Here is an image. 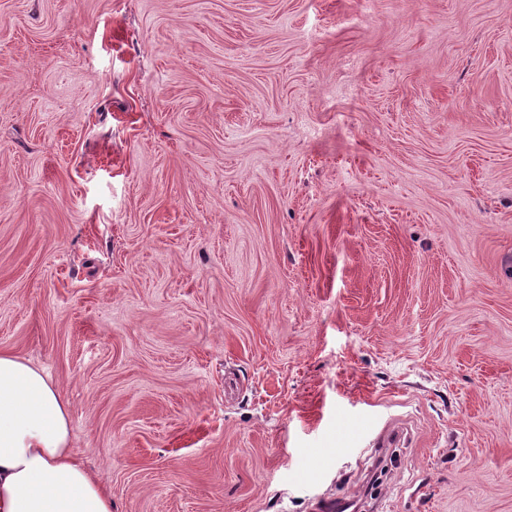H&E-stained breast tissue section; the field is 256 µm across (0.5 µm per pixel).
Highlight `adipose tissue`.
Instances as JSON below:
<instances>
[{"instance_id": "adipose-tissue-1", "label": "adipose tissue", "mask_w": 512, "mask_h": 512, "mask_svg": "<svg viewBox=\"0 0 512 512\" xmlns=\"http://www.w3.org/2000/svg\"><path fill=\"white\" fill-rule=\"evenodd\" d=\"M0 512H112L71 446L59 389L9 352H0Z\"/></svg>"}]
</instances>
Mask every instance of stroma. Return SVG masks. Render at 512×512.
I'll return each instance as SVG.
<instances>
[{
  "mask_svg": "<svg viewBox=\"0 0 512 512\" xmlns=\"http://www.w3.org/2000/svg\"><path fill=\"white\" fill-rule=\"evenodd\" d=\"M0 351L112 512H512V0H0Z\"/></svg>",
  "mask_w": 512,
  "mask_h": 512,
  "instance_id": "1",
  "label": "stroma"
}]
</instances>
